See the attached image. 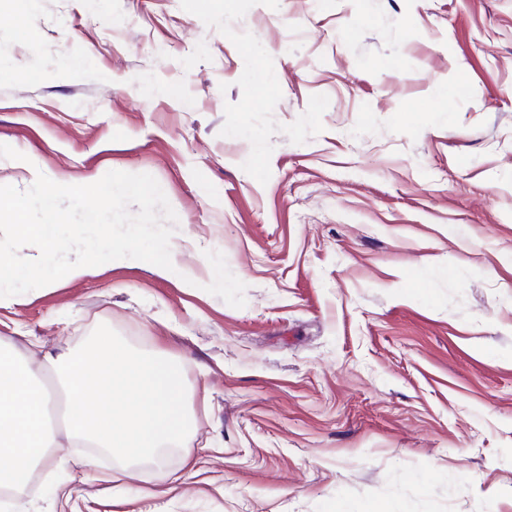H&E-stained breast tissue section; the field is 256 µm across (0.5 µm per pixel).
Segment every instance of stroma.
Listing matches in <instances>:
<instances>
[{
    "label": "stroma",
    "mask_w": 512,
    "mask_h": 512,
    "mask_svg": "<svg viewBox=\"0 0 512 512\" xmlns=\"http://www.w3.org/2000/svg\"><path fill=\"white\" fill-rule=\"evenodd\" d=\"M0 67V185L151 174L180 267L0 336L52 374L107 324L191 422L159 466L56 430L23 512H512V0H0Z\"/></svg>",
    "instance_id": "stroma-1"
}]
</instances>
